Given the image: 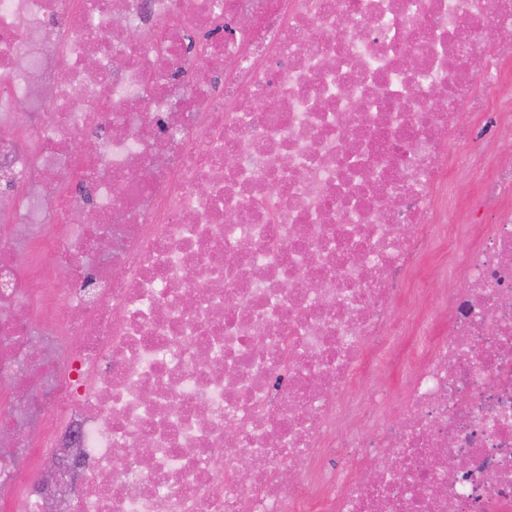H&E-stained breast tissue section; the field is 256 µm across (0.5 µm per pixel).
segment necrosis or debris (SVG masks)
I'll return each mask as SVG.
<instances>
[{
  "label": "necrosis or debris",
  "mask_w": 512,
  "mask_h": 512,
  "mask_svg": "<svg viewBox=\"0 0 512 512\" xmlns=\"http://www.w3.org/2000/svg\"><path fill=\"white\" fill-rule=\"evenodd\" d=\"M509 62L512 0H0V430L82 473L0 512H512ZM459 215L452 211H448L447 227H440L435 231L438 236L437 242L431 247L432 255L427 259L425 264L419 270L417 280L425 286V288H436V280L441 279L446 271L442 265L448 263V270L450 261L455 259L454 249L450 247L449 241L452 235V228L458 225ZM445 248V249H443ZM402 375L399 368H393L385 373L371 372L365 374L360 380L357 389L360 391L364 388L374 387H398L401 384Z\"/></svg>",
  "instance_id": "obj_1"
}]
</instances>
